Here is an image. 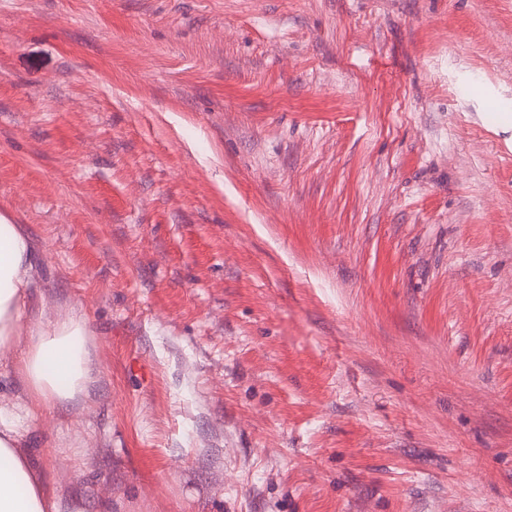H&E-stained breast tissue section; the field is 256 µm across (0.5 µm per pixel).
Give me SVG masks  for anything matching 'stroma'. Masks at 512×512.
Segmentation results:
<instances>
[{"instance_id":"1","label":"stroma","mask_w":512,"mask_h":512,"mask_svg":"<svg viewBox=\"0 0 512 512\" xmlns=\"http://www.w3.org/2000/svg\"><path fill=\"white\" fill-rule=\"evenodd\" d=\"M512 0H0L15 338L92 381L73 512H512ZM32 243L18 224L0 215V351H12L21 318L31 303Z\"/></svg>"}]
</instances>
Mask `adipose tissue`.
Listing matches in <instances>:
<instances>
[{"mask_svg":"<svg viewBox=\"0 0 512 512\" xmlns=\"http://www.w3.org/2000/svg\"><path fill=\"white\" fill-rule=\"evenodd\" d=\"M36 286L32 243L19 225L0 215V351H15L14 338ZM30 341L15 351V367L30 397L0 415V512H59L55 494L37 479L18 450L21 425L34 414L83 393L90 381L86 317L72 310L28 329Z\"/></svg>","mask_w":512,"mask_h":512,"instance_id":"adipose-tissue-1","label":"adipose tissue"}]
</instances>
